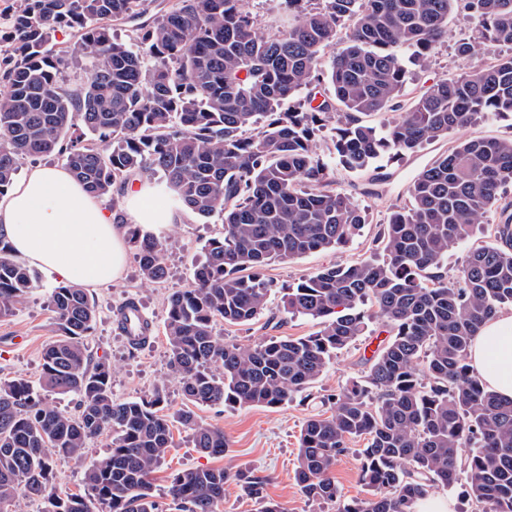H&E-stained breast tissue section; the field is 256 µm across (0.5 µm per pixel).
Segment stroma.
<instances>
[{
	"label": "stroma",
	"mask_w": 512,
	"mask_h": 512,
	"mask_svg": "<svg viewBox=\"0 0 512 512\" xmlns=\"http://www.w3.org/2000/svg\"><path fill=\"white\" fill-rule=\"evenodd\" d=\"M467 33L468 28L461 16L450 15L448 38L432 57L429 68L412 66L414 81L408 86L409 93H416L419 86L443 74L467 68L478 60L490 61L497 55L498 50L494 47L483 49L475 59L458 55L456 44ZM510 138L512 117L494 118L452 130L447 138L426 145L411 157L401 160L384 157L364 172L335 170L330 189L346 193L364 207L369 215L368 224L359 236L340 248L315 251L291 261L270 262L262 270L263 277L273 285L268 318L249 325L221 322L216 326L217 334L227 341L252 345L271 336L298 338L317 331V320L284 313L282 297L288 288L323 267L353 262L370 255L390 208L408 202L412 178L460 141ZM223 229L220 217L202 219L190 212H181L175 223L158 229L159 235L174 241L166 254L169 275L165 281L152 283L145 280L140 272L136 251L130 247L126 250L121 280L107 288L93 289L98 316L88 351L92 358H104L111 363L112 393L115 398L146 397L156 385L164 382L168 385L170 409L184 407L185 400L167 365L168 346L164 333L167 299L174 291L190 286L193 265L201 257L204 244L210 238L219 236ZM54 287V282L45 272H38L35 289L12 315L0 318V381L17 377L38 380L43 363L42 353L59 334L49 308ZM131 299L138 302L143 315L153 325L149 343L137 349L129 346L118 327V314ZM387 339V333L378 331L361 337L356 344L339 353L314 385V393L339 390L352 378L360 376L365 358L371 357ZM315 411L313 403L297 400L276 409L195 407L198 421L223 428L229 450L224 457H210L193 447L186 429L175 428L174 444L152 475L158 501H165L170 479L179 470L221 467L227 471L229 479L224 485V500L218 512H261V503L244 496L235 479L241 471L268 476L265 493L279 502L286 512H338L337 502L308 500L294 476L300 430ZM111 446L112 436L107 433L89 443L86 460L55 459L53 481L58 491L70 493L82 490L87 460L108 455ZM362 446V440L352 441L350 451L339 458L334 470L336 482L348 500L367 499L374 493L360 475L358 450Z\"/></svg>",
	"instance_id": "1"
}]
</instances>
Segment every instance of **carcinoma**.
<instances>
[{
    "mask_svg": "<svg viewBox=\"0 0 512 512\" xmlns=\"http://www.w3.org/2000/svg\"><path fill=\"white\" fill-rule=\"evenodd\" d=\"M16 2L0 26L9 84L0 99V194L20 160L58 157L95 197L150 171L179 206L224 224L193 264L191 286L168 299L169 366L187 403L318 401L300 433L296 480L311 500L340 501L339 512H413L439 484L461 487L471 512H512V401L487 390L468 363L479 326L512 306V202L489 230L494 244L469 250L451 280L446 264L512 183V138L458 144L415 177L408 204L387 217L380 253L288 289L284 311L320 320L315 333L240 345L214 332L219 321L248 325L265 314L266 264L342 246L368 223L351 198L322 189L330 166L316 138L328 123V155L358 171L477 119L512 115V54L404 100L409 65L432 58L454 12L476 22L458 54L512 48V0H284L288 28L277 32L261 29L241 0H172L157 22L144 19L147 0ZM118 21L137 22L131 42L112 38ZM59 30L74 33L66 51L52 45ZM337 43L344 47L324 60ZM83 59L82 75L64 79ZM325 79L332 94L320 99ZM287 100L295 105L283 112ZM377 113L388 122L363 120ZM128 241L143 276L166 279L171 242L138 227ZM34 283L35 272L0 242V318ZM50 304L61 334L43 352L40 386L0 381V505L24 494L43 500L42 512H165L152 475L172 429L190 430L211 456L228 452L224 430L189 408L165 412L163 386L140 400L114 398L111 364L88 354L94 298L65 284ZM374 320L389 339L366 370L339 391L309 392ZM43 390L75 396L77 414L48 405ZM107 431L111 451L87 466L84 491L57 493L53 459L82 458ZM355 439L365 441L359 469L376 493L344 500L333 470ZM228 478L222 468L182 469L167 496L177 512H216ZM236 479L245 495L264 497L268 477Z\"/></svg>",
    "mask_w": 512,
    "mask_h": 512,
    "instance_id": "carcinoma-1",
    "label": "carcinoma"
}]
</instances>
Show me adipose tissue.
<instances>
[{"mask_svg": "<svg viewBox=\"0 0 512 512\" xmlns=\"http://www.w3.org/2000/svg\"><path fill=\"white\" fill-rule=\"evenodd\" d=\"M124 208L146 232L177 219L176 210L153 198L139 179L127 186ZM0 237L13 257L60 282L105 288L123 274V225L63 166L33 165L0 195ZM469 363L489 390L512 399V313L483 323L472 339Z\"/></svg>", "mask_w": 512, "mask_h": 512, "instance_id": "1", "label": "adipose tissue"}]
</instances>
